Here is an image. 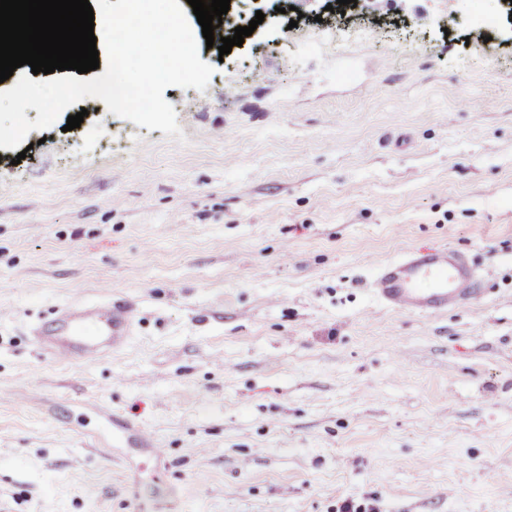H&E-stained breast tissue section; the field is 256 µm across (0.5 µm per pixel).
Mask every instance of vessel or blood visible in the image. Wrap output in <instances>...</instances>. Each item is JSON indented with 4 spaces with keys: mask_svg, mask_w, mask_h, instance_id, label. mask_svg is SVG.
<instances>
[{
    "mask_svg": "<svg viewBox=\"0 0 512 512\" xmlns=\"http://www.w3.org/2000/svg\"><path fill=\"white\" fill-rule=\"evenodd\" d=\"M387 307L437 315L470 304L478 288L467 257L455 250H411L381 266L373 282ZM132 307L123 301L76 302L57 308L50 320L31 329L33 342L51 357L84 362L112 355L130 341Z\"/></svg>",
    "mask_w": 512,
    "mask_h": 512,
    "instance_id": "vessel-or-blood-1",
    "label": "vessel or blood"
}]
</instances>
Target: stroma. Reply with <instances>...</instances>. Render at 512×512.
Returning a JSON list of instances; mask_svg holds the SVG:
<instances>
[{"label": "stroma", "mask_w": 512, "mask_h": 512, "mask_svg": "<svg viewBox=\"0 0 512 512\" xmlns=\"http://www.w3.org/2000/svg\"><path fill=\"white\" fill-rule=\"evenodd\" d=\"M328 3L232 0L226 35L264 20L165 89L185 143L87 98L0 148V512H512V10ZM433 247L477 301L380 304L375 267ZM106 290L124 351L31 342Z\"/></svg>", "instance_id": "obj_1"}]
</instances>
